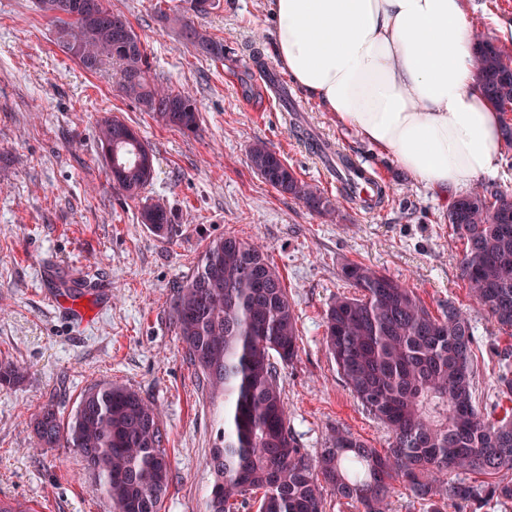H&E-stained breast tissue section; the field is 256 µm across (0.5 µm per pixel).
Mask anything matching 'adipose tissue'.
Wrapping results in <instances>:
<instances>
[{
  "label": "adipose tissue",
  "instance_id": "1",
  "mask_svg": "<svg viewBox=\"0 0 512 512\" xmlns=\"http://www.w3.org/2000/svg\"><path fill=\"white\" fill-rule=\"evenodd\" d=\"M291 80L439 195L498 176L499 112L481 92L462 0H268Z\"/></svg>",
  "mask_w": 512,
  "mask_h": 512
}]
</instances>
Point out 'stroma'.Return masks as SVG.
<instances>
[{"mask_svg": "<svg viewBox=\"0 0 512 512\" xmlns=\"http://www.w3.org/2000/svg\"><path fill=\"white\" fill-rule=\"evenodd\" d=\"M111 4L143 41L154 78L192 89L199 129L188 136L165 127L122 97L118 63L83 71L56 46L34 0H0V357L24 369L19 383L0 387V500L33 512H111L79 456L40 447L34 432L47 401L66 419L85 388L111 380L160 411L172 462L162 512H203L213 481L205 462L221 445L223 401L189 364L169 303L208 242L224 235L260 244L294 303L299 351L281 386L288 424L309 455L337 427L387 446L384 429L344 386L324 346L325 310L343 290L339 272L349 261L406 282L431 312L450 302L467 311L474 396L498 410L495 352L512 346V334L471 300L448 203L292 83L274 52L267 0H221L199 18L224 43L220 61L188 45L179 25L160 16L158 0ZM464 10L473 29L512 57V41L500 34L512 25V0H464ZM269 72L277 85L262 83ZM112 115L154 154L153 181L134 199L113 188L98 161V124ZM256 139L339 200L313 147L330 142L385 182L388 199L373 209L341 202L338 221H325L254 172L246 147ZM155 200L172 213L171 235L140 221L142 207ZM63 276L89 286L64 294L57 288Z\"/></svg>", "mask_w": 512, "mask_h": 512, "instance_id": "obj_1", "label": "stroma"}]
</instances>
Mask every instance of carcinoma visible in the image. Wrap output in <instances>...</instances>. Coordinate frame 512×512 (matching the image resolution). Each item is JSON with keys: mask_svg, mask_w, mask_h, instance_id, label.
<instances>
[{"mask_svg": "<svg viewBox=\"0 0 512 512\" xmlns=\"http://www.w3.org/2000/svg\"><path fill=\"white\" fill-rule=\"evenodd\" d=\"M67 17L52 16L55 42L80 50L82 68L96 72L104 61L121 67L120 92L162 125L183 134L198 131L197 101L151 77L149 55L128 17L104 0L103 12L124 29L89 26L83 0ZM220 0H188L205 16ZM181 36L197 52L224 59V43L181 23ZM474 69L488 102L512 111V61L493 41L478 42ZM114 116L99 123V160L109 167L116 148L123 177L113 185L129 198L153 179L143 158L153 150ZM252 169L282 194L330 221L332 200L269 146L247 147ZM141 223L157 234L173 231L170 211L145 205ZM448 225L463 242L461 274L474 303L503 329L512 330V196L474 189L448 209ZM341 293L324 314L325 346L346 388L388 433L380 452L346 430L336 429L310 456L288 426L281 368L298 354L297 316L282 276L260 246L233 235L212 239L196 269L173 290L170 320L190 364L215 397H224V440L209 460L213 475L204 512H237L262 491L258 512H323V495L359 504L362 512H387L399 484L425 504L447 512L448 502L481 508L512 500V417L492 420L473 401L471 321L453 303L433 314L399 279L359 262H346ZM499 394L512 401V350L499 353ZM23 378L20 366L0 360V386ZM44 448H79L86 472L98 482L113 512H161L171 460L156 406L137 391L110 381L81 395L68 422L53 407L37 414Z\"/></svg>", "mask_w": 512, "mask_h": 512, "instance_id": "carcinoma-1", "label": "carcinoma"}]
</instances>
